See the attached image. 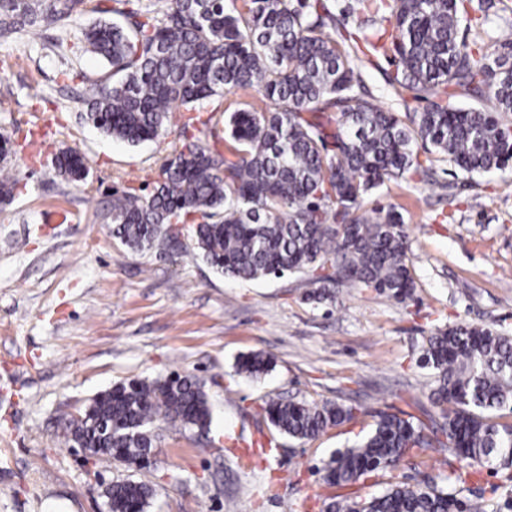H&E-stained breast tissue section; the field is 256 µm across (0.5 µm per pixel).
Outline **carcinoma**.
<instances>
[{"instance_id":"obj_1","label":"carcinoma","mask_w":512,"mask_h":512,"mask_svg":"<svg viewBox=\"0 0 512 512\" xmlns=\"http://www.w3.org/2000/svg\"><path fill=\"white\" fill-rule=\"evenodd\" d=\"M126 19L83 32L82 49L101 56L109 73L94 84L85 120L131 146L158 139L174 113L187 115L164 158L153 191L128 187L112 196V235L137 251L163 253L194 223L193 249L216 272L236 280L309 277L314 304L333 302L326 285L351 282L399 303L415 284L404 217L394 206L365 208L373 190L406 175L429 176L440 155L472 176L512 173V21L496 35L470 41L459 33L483 25L487 0H352L357 31L336 26L334 0H115ZM84 0H0V37L38 36L44 24L69 22ZM383 54L395 69L387 83L425 100L402 122L365 91L358 62ZM253 90L269 110L239 108L227 127L238 160L202 140L214 97ZM464 97L489 107L467 106ZM62 175L84 182V156H56ZM418 366L432 370L433 404L442 421L402 410L381 412L355 445L323 466L329 489L383 471L377 496H327L326 512H483L458 485L482 467H512V335L460 321L424 337ZM270 361L242 355L236 370L258 378ZM354 405L274 397L265 413L280 434L298 441L356 418ZM212 410L205 382L191 374L132 380L97 394L68 421L64 442L93 456L150 467L160 424L206 433ZM451 448L459 462L447 485H411L400 463ZM153 486L110 484V512H147Z\"/></svg>"}]
</instances>
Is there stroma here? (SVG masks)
Listing matches in <instances>:
<instances>
[{"instance_id": "35a3bbf8", "label": "stroma", "mask_w": 512, "mask_h": 512, "mask_svg": "<svg viewBox=\"0 0 512 512\" xmlns=\"http://www.w3.org/2000/svg\"><path fill=\"white\" fill-rule=\"evenodd\" d=\"M114 0H85L66 27L41 38H0V135L45 139L40 161L0 162L18 178L0 204V512H107L105 489L147 479L148 512H325L322 467L361 438L377 413L435 414L424 336L466 320L512 334V175L468 177L448 161L431 177L388 182L367 207L396 206L414 254L406 303L351 284L334 305L306 301L307 276L224 278L193 254L190 232L167 254L135 251L112 235L113 190L152 186L177 129L138 146L88 124L84 101L106 68L77 50L82 32ZM385 58L362 62L367 89L398 117L422 110L386 84ZM79 148L86 184L55 168ZM67 215L47 223L50 212ZM263 353L271 370L236 372L239 356ZM203 378L212 409L206 435L164 427L149 473L62 442L65 423L97 393L133 379ZM356 404L349 422L300 442L264 412L274 396ZM272 440L276 453L247 460L234 440ZM464 494L486 512H512V468L481 470Z\"/></svg>"}]
</instances>
